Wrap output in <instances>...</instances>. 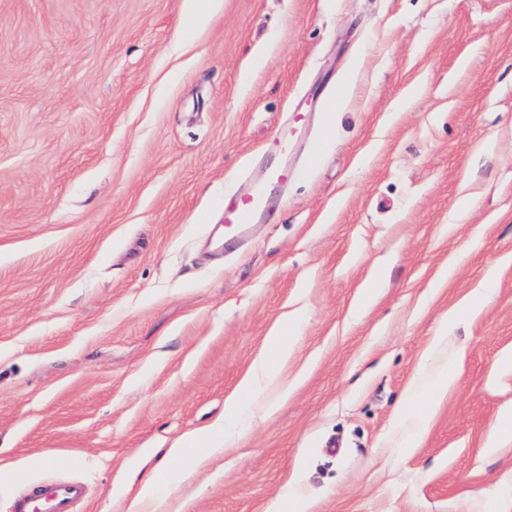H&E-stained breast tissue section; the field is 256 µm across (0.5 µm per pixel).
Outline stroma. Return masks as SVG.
Listing matches in <instances>:
<instances>
[{
  "label": "stroma",
  "mask_w": 512,
  "mask_h": 512,
  "mask_svg": "<svg viewBox=\"0 0 512 512\" xmlns=\"http://www.w3.org/2000/svg\"><path fill=\"white\" fill-rule=\"evenodd\" d=\"M186 2L0 0V512L22 475L127 512L130 459L222 417L294 313L287 399L164 512H269L291 485L307 512H512V439L486 447L512 407V0ZM317 92L335 123L292 161L320 167L225 254V196ZM440 335L457 385L407 448ZM486 288H476L459 308H453L448 312V323L454 325L465 317L477 314L485 303Z\"/></svg>",
  "instance_id": "obj_1"
}]
</instances>
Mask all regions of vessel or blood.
Segmentation results:
<instances>
[{"label": "vessel or blood", "mask_w": 512, "mask_h": 512, "mask_svg": "<svg viewBox=\"0 0 512 512\" xmlns=\"http://www.w3.org/2000/svg\"><path fill=\"white\" fill-rule=\"evenodd\" d=\"M327 110L329 103L320 96H309L295 107L293 124L281 126L277 135L258 156L257 162L266 170L262 181L239 179L234 192L224 199V249L236 250L249 225L266 222L283 202V190L294 176L289 163L301 130L309 116L310 106ZM85 494V487L76 481H57L33 486L30 493L16 499L14 512H33L36 502L49 505L48 512H72V503Z\"/></svg>", "instance_id": "vessel-or-blood-1"}]
</instances>
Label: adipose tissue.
<instances>
[{"instance_id":"ef3b65f1","label":"adipose tissue","mask_w":512,"mask_h":512,"mask_svg":"<svg viewBox=\"0 0 512 512\" xmlns=\"http://www.w3.org/2000/svg\"><path fill=\"white\" fill-rule=\"evenodd\" d=\"M291 335V330L283 327L271 331L267 338L270 357H259L249 374L225 400L223 420L202 432L186 436L178 447L168 449L166 462L152 468L147 481L130 504L129 512H158L163 501L161 489L171 488L174 483L188 477L190 469L173 470L168 465L170 459L187 461L190 468H197L223 455L232 438L229 424L240 417L246 404H253L255 414L260 418L277 409V401L261 400L260 393L265 382L276 379L278 365L287 362L292 347ZM444 343V337H435L428 351V360L403 401L402 411L411 421V436H418L424 430L432 411L456 384L459 359L445 354Z\"/></svg>"}]
</instances>
